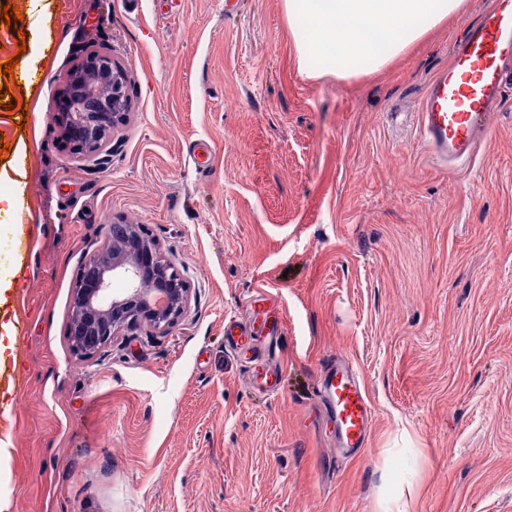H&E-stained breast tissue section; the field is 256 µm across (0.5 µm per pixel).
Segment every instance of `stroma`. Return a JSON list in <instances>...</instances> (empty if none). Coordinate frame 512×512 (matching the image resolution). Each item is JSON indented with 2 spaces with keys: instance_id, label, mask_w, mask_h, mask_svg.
<instances>
[{
  "instance_id": "1",
  "label": "stroma",
  "mask_w": 512,
  "mask_h": 512,
  "mask_svg": "<svg viewBox=\"0 0 512 512\" xmlns=\"http://www.w3.org/2000/svg\"><path fill=\"white\" fill-rule=\"evenodd\" d=\"M488 2L339 80L300 71L284 0H52L43 67L8 79L27 112L0 107L6 144L28 147L16 220L33 249L25 386L0 415L9 512H512V86L470 164H435L418 126ZM89 47L128 73L102 166L54 141V90ZM116 217L147 225L191 307L85 360L72 289ZM267 313L279 341L230 348L229 322ZM339 355L372 405L355 456L316 400Z\"/></svg>"
}]
</instances>
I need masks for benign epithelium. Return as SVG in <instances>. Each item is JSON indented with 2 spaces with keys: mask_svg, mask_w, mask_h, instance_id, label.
<instances>
[{
  "mask_svg": "<svg viewBox=\"0 0 512 512\" xmlns=\"http://www.w3.org/2000/svg\"><path fill=\"white\" fill-rule=\"evenodd\" d=\"M127 74L111 56L90 52L55 89L56 142L69 162L101 164L130 115ZM114 235L84 260L72 290L70 350L93 360L117 336L139 328L164 336L188 312L191 288L144 224L118 219ZM126 291L116 294L112 283Z\"/></svg>",
  "mask_w": 512,
  "mask_h": 512,
  "instance_id": "obj_1",
  "label": "benign epithelium"
}]
</instances>
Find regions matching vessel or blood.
Returning <instances> with one entry per match:
<instances>
[{"instance_id":"b4317fda","label":"vessel or blood","mask_w":512,"mask_h":512,"mask_svg":"<svg viewBox=\"0 0 512 512\" xmlns=\"http://www.w3.org/2000/svg\"><path fill=\"white\" fill-rule=\"evenodd\" d=\"M512 80V0H492L455 45L447 69L430 83L420 109V134L439 164H463L495 129ZM321 401L336 426V445H364L370 404L358 375L342 358L328 359Z\"/></svg>"}]
</instances>
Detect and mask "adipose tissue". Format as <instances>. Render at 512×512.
I'll return each instance as SVG.
<instances>
[{"label": "adipose tissue", "mask_w": 512, "mask_h": 512, "mask_svg": "<svg viewBox=\"0 0 512 512\" xmlns=\"http://www.w3.org/2000/svg\"><path fill=\"white\" fill-rule=\"evenodd\" d=\"M298 58H312L308 77L370 75L404 55L456 14L463 0H284ZM21 269L0 264V361L15 358L13 297Z\"/></svg>", "instance_id": "1"}]
</instances>
